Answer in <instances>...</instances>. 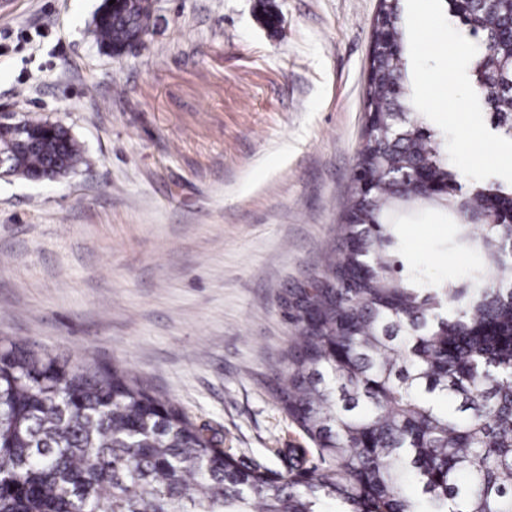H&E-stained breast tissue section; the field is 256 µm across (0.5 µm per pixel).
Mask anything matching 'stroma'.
Instances as JSON below:
<instances>
[{
	"label": "stroma",
	"instance_id": "stroma-1",
	"mask_svg": "<svg viewBox=\"0 0 512 512\" xmlns=\"http://www.w3.org/2000/svg\"><path fill=\"white\" fill-rule=\"evenodd\" d=\"M155 0L140 47L92 32L102 0H0V113L65 126L76 174L0 177V339L118 366L243 462L308 441L271 385L297 334L282 299L341 239L364 140L379 0ZM437 211L402 225L405 272L482 261Z\"/></svg>",
	"mask_w": 512,
	"mask_h": 512
}]
</instances>
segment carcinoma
I'll list each match as a JSON object with an SVG mask.
<instances>
[{
  "label": "carcinoma",
  "instance_id": "cac0c4a2",
  "mask_svg": "<svg viewBox=\"0 0 512 512\" xmlns=\"http://www.w3.org/2000/svg\"><path fill=\"white\" fill-rule=\"evenodd\" d=\"M478 51L470 79L512 139V0H448ZM153 14L103 0L100 46L121 55ZM401 0H380L367 83L364 144L324 287L303 292L312 321L287 377L272 384L310 441L274 477L238 463L222 442L118 367L59 366L26 345H0V512H512V184L462 191L441 134L412 103ZM408 113L399 137L394 113ZM12 174L37 179L85 163L66 128L27 120ZM426 169L438 189H415ZM499 206L475 239L470 218ZM437 205L458 223L453 244L483 249L458 285L402 275L400 220Z\"/></svg>",
  "mask_w": 512,
  "mask_h": 512
}]
</instances>
